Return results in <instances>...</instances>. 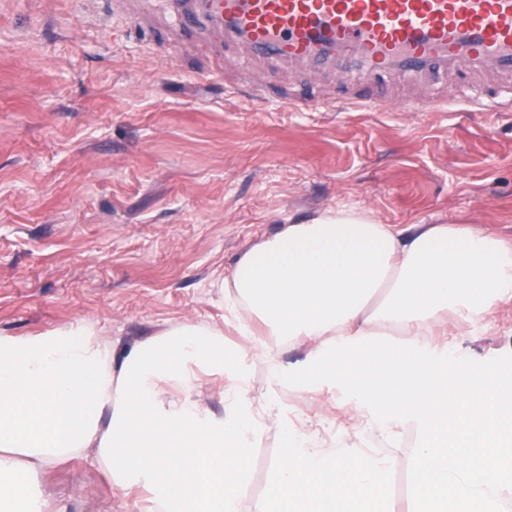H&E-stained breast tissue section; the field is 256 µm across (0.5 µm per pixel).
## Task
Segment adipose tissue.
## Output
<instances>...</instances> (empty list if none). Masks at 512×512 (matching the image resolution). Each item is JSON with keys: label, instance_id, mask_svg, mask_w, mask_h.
<instances>
[{"label": "adipose tissue", "instance_id": "adipose-tissue-1", "mask_svg": "<svg viewBox=\"0 0 512 512\" xmlns=\"http://www.w3.org/2000/svg\"><path fill=\"white\" fill-rule=\"evenodd\" d=\"M226 320L184 322L114 352L89 328L0 336V512H66L35 490L42 469L90 457L113 487L143 488L150 512H378L393 459L331 449L291 429L280 394L341 393L361 429L389 444L416 426L413 512H512V410L462 364L443 391L448 348L424 341L449 319L485 322L512 301V243L465 224L396 228L330 210L243 251L223 282ZM301 346L293 366L283 347ZM268 373L249 393L253 361ZM225 380L216 416L198 374ZM273 435L282 457L263 497L247 495L248 448Z\"/></svg>", "mask_w": 512, "mask_h": 512}]
</instances>
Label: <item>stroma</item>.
Wrapping results in <instances>:
<instances>
[{"label":"stroma","instance_id":"stroma-1","mask_svg":"<svg viewBox=\"0 0 512 512\" xmlns=\"http://www.w3.org/2000/svg\"><path fill=\"white\" fill-rule=\"evenodd\" d=\"M391 101L369 110L360 91ZM512 77L439 64L359 82L329 63L188 39L162 0H0V334L78 323L116 347L183 322L224 321L221 284L246 248L336 209L382 224H470L512 240ZM439 100L434 110L412 106ZM470 362L512 386V302L490 323L449 322ZM281 412L334 444L353 425L331 392H283ZM265 494L274 437L249 450ZM414 451L394 450L386 512H410ZM67 512H139L102 467L40 478Z\"/></svg>","mask_w":512,"mask_h":512}]
</instances>
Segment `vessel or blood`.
<instances>
[{"label": "vessel or blood", "mask_w": 512, "mask_h": 512, "mask_svg": "<svg viewBox=\"0 0 512 512\" xmlns=\"http://www.w3.org/2000/svg\"><path fill=\"white\" fill-rule=\"evenodd\" d=\"M170 10L184 31L209 27L289 61L392 76L440 61L512 71V0H171Z\"/></svg>", "instance_id": "b4317fda"}]
</instances>
